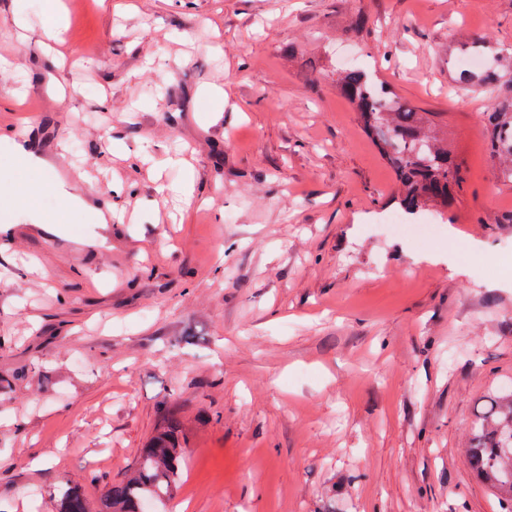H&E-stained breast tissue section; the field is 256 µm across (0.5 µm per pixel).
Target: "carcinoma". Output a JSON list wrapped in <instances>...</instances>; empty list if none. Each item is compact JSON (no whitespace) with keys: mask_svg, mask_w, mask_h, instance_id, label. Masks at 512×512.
Masks as SVG:
<instances>
[{"mask_svg":"<svg viewBox=\"0 0 512 512\" xmlns=\"http://www.w3.org/2000/svg\"><path fill=\"white\" fill-rule=\"evenodd\" d=\"M464 90L495 98L482 115L490 155L501 163L500 177L512 182V58L475 74L461 71ZM336 87L358 110V119L379 154L392 168L397 182L398 209L407 215L439 212L448 207L466 182L448 139L436 131L435 113L423 112L401 100L390 88L358 68L336 76ZM184 425L175 412L166 413L159 430L140 451L135 473L114 482L103 493L99 512H142L145 501L152 512L164 509L177 490L187 465ZM464 462L477 480L493 489L499 512H512V387L490 392L480 402L464 451ZM59 512H89L84 493L70 487Z\"/></svg>","mask_w":512,"mask_h":512,"instance_id":"1","label":"carcinoma"}]
</instances>
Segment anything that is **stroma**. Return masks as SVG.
Returning <instances> with one entry per match:
<instances>
[{
    "instance_id": "35a3bbf8",
    "label": "stroma",
    "mask_w": 512,
    "mask_h": 512,
    "mask_svg": "<svg viewBox=\"0 0 512 512\" xmlns=\"http://www.w3.org/2000/svg\"><path fill=\"white\" fill-rule=\"evenodd\" d=\"M464 39L512 55V0H0V512L69 486L97 512L170 411L167 512H497L463 455L512 385V275L454 245L512 253V183L490 98L454 81ZM343 53L465 163L433 243L384 233L395 178ZM25 118L41 174L12 151ZM68 167L112 223L55 194Z\"/></svg>"
}]
</instances>
